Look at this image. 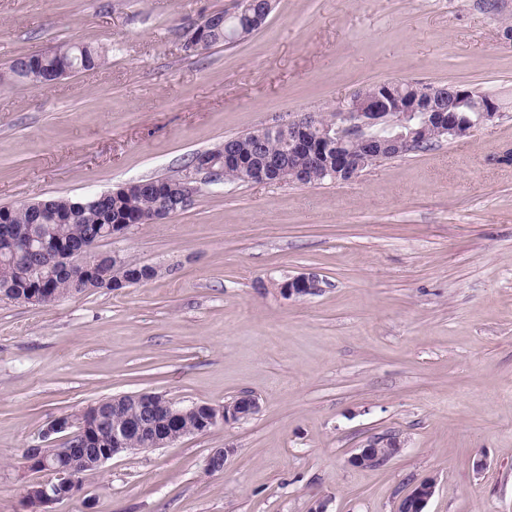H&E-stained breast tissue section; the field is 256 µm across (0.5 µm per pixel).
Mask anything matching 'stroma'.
I'll return each mask as SVG.
<instances>
[{"mask_svg":"<svg viewBox=\"0 0 512 512\" xmlns=\"http://www.w3.org/2000/svg\"><path fill=\"white\" fill-rule=\"evenodd\" d=\"M234 5L0 0V68L63 42L105 52L49 88L0 87V206L178 175L388 80L490 92L502 115L352 182L205 186L103 242L160 267L146 285L0 300V512H25L41 475L24 451L59 446L40 438L53 419L137 392L260 410L114 457L51 512H396L427 478V512H512V0H274L248 38L187 54L188 26ZM301 273L319 292L283 295ZM383 435L397 457L351 465Z\"/></svg>","mask_w":512,"mask_h":512,"instance_id":"1","label":"stroma"}]
</instances>
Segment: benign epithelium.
Listing matches in <instances>:
<instances>
[{"instance_id": "obj_1", "label": "benign epithelium", "mask_w": 512, "mask_h": 512, "mask_svg": "<svg viewBox=\"0 0 512 512\" xmlns=\"http://www.w3.org/2000/svg\"><path fill=\"white\" fill-rule=\"evenodd\" d=\"M272 9V0H266L263 11L255 10L253 0H238L237 15L243 18V24L234 30L244 35L250 30L261 27L265 17ZM222 22V18L207 14L193 27L192 35L186 42V50L199 52L207 43L208 27ZM473 91L460 85H433L426 91V100L406 97L400 112L391 117L388 103L380 96L369 97L361 90L344 106L336 108V120L333 123L308 126L299 119L288 121V127L274 129L262 127L254 133L253 146H260L266 136L278 130H288V158L309 155L335 162L336 178L343 182L354 181L361 176L360 165L351 161L340 149L345 139H357L362 142L366 153L371 155L388 148L402 149L417 141L422 135L433 129H439L448 135V139H462L471 135L478 127L500 116L495 96L485 95L486 103L467 124L458 122L455 112L445 106L457 100L465 101L472 97ZM214 172L211 164H196L183 176L179 192L172 196L165 206L154 216L158 222L173 213L190 207L201 194L203 181ZM30 251L46 258L37 265L40 275L52 273L56 268H72L84 278L89 279L103 267H112L124 271L123 254L118 250L103 252L97 249L82 250L68 248L56 240L44 236L36 242H27ZM283 294L290 298L313 295L320 288L314 275L301 274L278 284ZM155 398L144 394H123L112 397V414L123 417L121 425L112 428V447L102 449L95 465L102 466L108 460L123 453H140L178 441L175 427L179 426L182 411L168 400L163 404L164 413L154 407ZM141 406V413L133 418L125 415L129 404ZM103 403L97 402L82 413L68 418L58 417L42 432L47 439L54 434H65L63 446L48 454L41 448L29 450L26 461L28 466L39 468L49 475V479L39 483L35 490L26 493L28 512H47L46 507L65 499L63 488L73 480L72 471L63 465V459L72 451L86 443L85 416L99 413ZM203 410L201 430L210 426L246 419L260 409L258 399L246 396L230 400L222 407L199 404ZM232 448H214L207 459V467L221 471L233 455ZM434 479L427 478L417 484L399 503L398 512H426V507L435 492Z\"/></svg>"}]
</instances>
